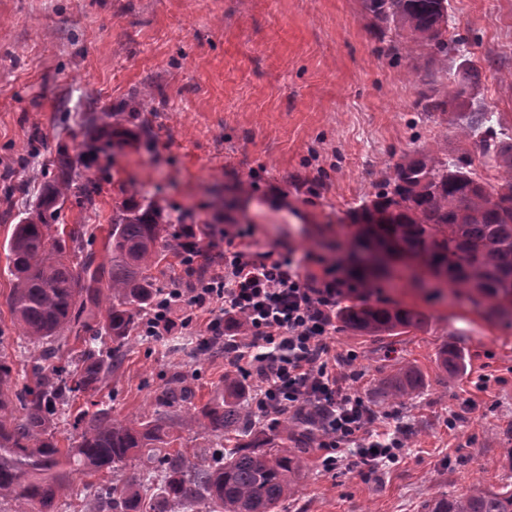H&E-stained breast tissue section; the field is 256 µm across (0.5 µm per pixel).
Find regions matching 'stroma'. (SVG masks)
I'll use <instances>...</instances> for the list:
<instances>
[{"label": "stroma", "mask_w": 512, "mask_h": 512, "mask_svg": "<svg viewBox=\"0 0 512 512\" xmlns=\"http://www.w3.org/2000/svg\"><path fill=\"white\" fill-rule=\"evenodd\" d=\"M446 38L449 52H408L364 0H0V348L14 353L21 336L8 307L7 243L52 183L62 149L94 190L76 183L52 226L84 232L97 260L131 202L160 205L170 232L199 230V256L168 271V288L221 271L224 240L203 235L208 224H251L264 248L353 266L347 213L421 146H447L449 162L467 159L496 183L493 157L460 142L448 119L486 112L481 134L512 142V0H448ZM146 90V109L98 135L91 116ZM459 90L451 112L422 105ZM243 181L250 192L239 191ZM423 275L395 268L374 281L388 303L423 312L421 327L397 336L340 327L331 339L333 353L353 355V388L378 429L407 427L405 448L356 475L324 470L322 449L310 447L278 512H426L439 494L512 482V319L465 292L407 287ZM447 348L462 355L458 374L442 365ZM124 350L93 397L58 421L61 443L78 439V416L95 400L116 421L150 414L176 372L195 405L224 396V346L203 347L199 329L134 337ZM401 363L424 387L391 405L383 382Z\"/></svg>", "instance_id": "35a3bbf8"}]
</instances>
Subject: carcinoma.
Instances as JSON below:
<instances>
[{"label": "carcinoma", "instance_id": "1", "mask_svg": "<svg viewBox=\"0 0 512 512\" xmlns=\"http://www.w3.org/2000/svg\"><path fill=\"white\" fill-rule=\"evenodd\" d=\"M366 8L406 36L412 52L432 45L448 51V0H365ZM471 115L456 135L468 141L482 124ZM508 178L499 185L472 176L468 162L450 165L441 149L418 148L396 163L383 188L369 203L349 213L357 227L353 248L394 243L444 273L447 286L475 292L503 312V284L512 280V143L480 141ZM55 177L35 209L14 225L8 242L13 286L8 305L30 345L35 386L19 387L29 373L0 354V503L11 512H62L60 499L77 474L114 473L130 462L137 469L95 487L99 512H277L291 497L306 466L307 449L285 448L282 437L307 442L316 429V411L305 406L268 428L256 427L243 400L241 380L224 377V398L194 408L191 419L219 435L230 429L248 438L233 448L201 450L200 463L171 447L177 423L169 409L191 403L192 391L174 373L152 401L153 412L140 419L112 420V407L90 415L76 443L59 446L55 421L75 398L97 390L123 356L125 340L139 330L141 312L163 292L153 270L169 243L155 205L123 207L112 219L108 262H96L77 234L52 233L61 196L82 178L67 150L58 153ZM381 273L361 267L355 301L339 307L343 327L369 336H393L423 324L421 312L388 303L372 304L366 291ZM104 321H87L102 299ZM76 330L80 347L62 353L61 334ZM423 380L402 365L384 382L386 400L396 403L419 393ZM22 414H15V404ZM429 512H512V489L473 486L461 495L442 494Z\"/></svg>", "mask_w": 512, "mask_h": 512}]
</instances>
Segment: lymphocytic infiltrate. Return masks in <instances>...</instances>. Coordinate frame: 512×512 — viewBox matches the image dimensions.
Wrapping results in <instances>:
<instances>
[{"instance_id":"obj_1","label":"lymphocytic infiltrate","mask_w":512,"mask_h":512,"mask_svg":"<svg viewBox=\"0 0 512 512\" xmlns=\"http://www.w3.org/2000/svg\"><path fill=\"white\" fill-rule=\"evenodd\" d=\"M224 269L191 288H170L142 323L143 336L162 339L175 328L192 327L197 312L220 303L206 326L207 344H223L229 363L250 380L251 410L267 421L314 405L320 416L319 446L327 450L326 469L351 473L395 458L404 446L402 431L373 438L376 417L370 406L338 374L330 357L338 302L358 289L356 277L324 258L291 251L260 250L249 224L225 230ZM249 334L232 336L237 316ZM357 445L356 454L336 450Z\"/></svg>"}]
</instances>
